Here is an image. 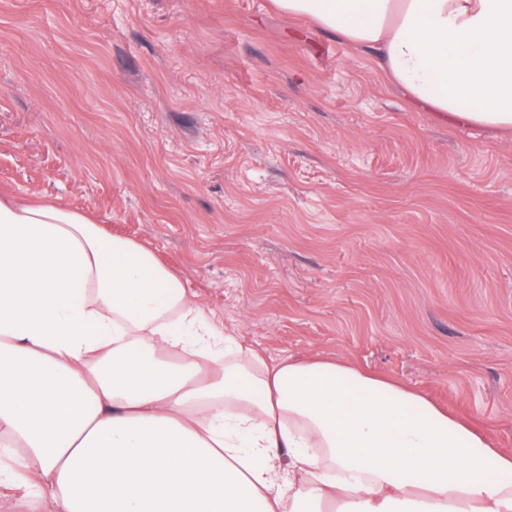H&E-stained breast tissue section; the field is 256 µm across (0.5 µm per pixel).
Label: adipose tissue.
Listing matches in <instances>:
<instances>
[{
    "mask_svg": "<svg viewBox=\"0 0 512 512\" xmlns=\"http://www.w3.org/2000/svg\"><path fill=\"white\" fill-rule=\"evenodd\" d=\"M449 124L512 130V0H276ZM54 512H512V455L348 362L269 359L142 244L0 199V452Z\"/></svg>",
    "mask_w": 512,
    "mask_h": 512,
    "instance_id": "ef3b65f1",
    "label": "adipose tissue"
}]
</instances>
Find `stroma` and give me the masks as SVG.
<instances>
[{"instance_id": "obj_1", "label": "stroma", "mask_w": 512, "mask_h": 512, "mask_svg": "<svg viewBox=\"0 0 512 512\" xmlns=\"http://www.w3.org/2000/svg\"><path fill=\"white\" fill-rule=\"evenodd\" d=\"M0 196L137 240L266 357L388 376L512 454V132L272 0H0Z\"/></svg>"}]
</instances>
